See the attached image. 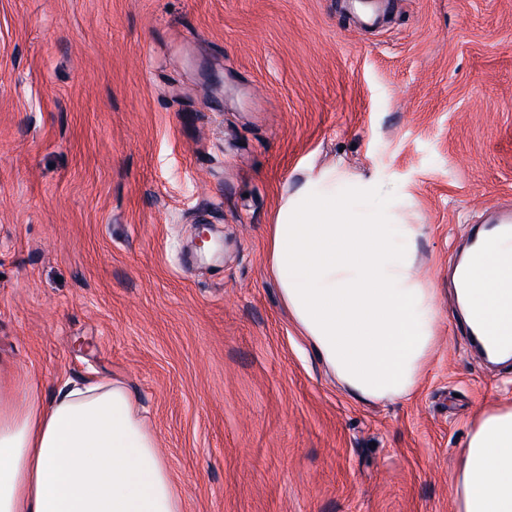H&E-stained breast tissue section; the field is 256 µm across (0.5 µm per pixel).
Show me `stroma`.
Wrapping results in <instances>:
<instances>
[{
	"instance_id": "obj_1",
	"label": "stroma",
	"mask_w": 512,
	"mask_h": 512,
	"mask_svg": "<svg viewBox=\"0 0 512 512\" xmlns=\"http://www.w3.org/2000/svg\"><path fill=\"white\" fill-rule=\"evenodd\" d=\"M380 9L0 0V384L122 379L182 512H456L477 409L512 401L452 282L512 209V0ZM338 160L423 227L439 341L405 401L351 399L264 260L282 189ZM512 219L501 218L486 224H479L470 236L467 249L471 248L474 260L482 257L484 252L490 248L493 240L504 236L512 237Z\"/></svg>"
}]
</instances>
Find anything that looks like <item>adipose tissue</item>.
<instances>
[{
    "mask_svg": "<svg viewBox=\"0 0 512 512\" xmlns=\"http://www.w3.org/2000/svg\"><path fill=\"white\" fill-rule=\"evenodd\" d=\"M405 203L337 163L280 197L265 261L281 301L354 400L396 402L418 387L438 343V300L418 269L423 228ZM504 241L463 294L483 322L512 327ZM456 512H512V402L480 409L458 453ZM0 512H181V500L124 383L32 379L0 386Z\"/></svg>",
    "mask_w": 512,
    "mask_h": 512,
    "instance_id": "obj_1",
    "label": "adipose tissue"
}]
</instances>
